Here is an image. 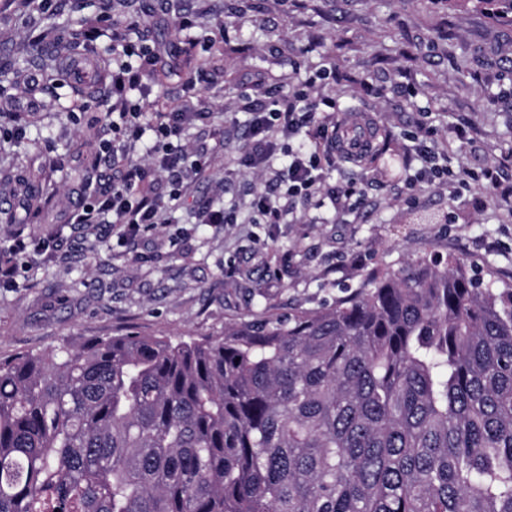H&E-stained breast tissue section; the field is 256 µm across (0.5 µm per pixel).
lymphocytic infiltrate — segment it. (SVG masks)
<instances>
[{
    "label": "lymphocytic infiltrate",
    "mask_w": 512,
    "mask_h": 512,
    "mask_svg": "<svg viewBox=\"0 0 512 512\" xmlns=\"http://www.w3.org/2000/svg\"><path fill=\"white\" fill-rule=\"evenodd\" d=\"M85 42L109 39L112 52V111L122 121V144L110 140L100 143V157L119 172L116 181L90 190L80 207L63 217L64 223L90 227L108 224L113 235L126 240L169 223V210L181 199L189 173L206 170L212 163L208 149L188 150L181 133L186 123L199 120L190 106L168 109L163 102L146 101L143 96L144 71L152 66L155 55L143 41L131 40L119 31L109 10H102L90 26L82 29ZM245 110L251 114L245 133L242 163L254 172L275 170L276 178L268 190L255 193L252 208L262 223L279 224L290 214L296 200H330L336 207L354 208L361 195L353 186L328 187L326 164L342 151V141L334 125L321 120V111H337L335 99L314 101L307 84H289L283 97L271 105L252 103L242 93ZM152 133L151 164H143L135 147L145 133ZM435 133L418 129L409 140L421 169L407 180V189L418 183L432 182L448 169L440 163V154L432 146ZM285 155L284 168L274 169L273 159ZM54 244L44 240L13 237L7 251L9 260H0V288L15 284L19 259L34 253L53 254Z\"/></svg>",
    "instance_id": "obj_1"
}]
</instances>
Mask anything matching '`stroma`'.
<instances>
[{"label":"stroma","mask_w":512,"mask_h":512,"mask_svg":"<svg viewBox=\"0 0 512 512\" xmlns=\"http://www.w3.org/2000/svg\"><path fill=\"white\" fill-rule=\"evenodd\" d=\"M118 27L140 21L158 54L148 81L168 102L192 99L205 112L187 133L190 147L212 150L206 175L190 178L176 214L120 242L108 224L94 233L62 223L81 204L84 178L105 182L99 161L111 138L108 90H88L75 73L107 70L112 43L83 44L75 30L99 0H0V172L41 175L46 201L26 212L19 191L0 179V245L15 235L58 241L55 256L32 257L12 288H0V357L78 347L129 331L174 341L219 335L229 320L260 307L285 313L318 309L356 288L374 268L453 254L512 284V199L490 198L479 180L512 157V24L443 0H109ZM191 16V34L177 22ZM46 35L47 62L30 56ZM39 76L36 91L28 80ZM269 103V89L314 79V98L336 99L343 131L363 118L379 123L376 156L336 161L333 186L356 183L355 209L299 200L283 224L251 221L257 182L239 163L246 79ZM88 101L70 111L73 100ZM471 126L457 139L459 121ZM22 139H8L14 124ZM447 147L450 174L407 200L405 180L420 167L407 134L420 125ZM473 177L459 183L454 171ZM234 205L233 224H201L205 208Z\"/></svg>","instance_id":"35a3bbf8"}]
</instances>
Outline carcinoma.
Returning a JSON list of instances; mask_svg holds the SVG:
<instances>
[{"instance_id": "1", "label": "carcinoma", "mask_w": 512, "mask_h": 512, "mask_svg": "<svg viewBox=\"0 0 512 512\" xmlns=\"http://www.w3.org/2000/svg\"><path fill=\"white\" fill-rule=\"evenodd\" d=\"M488 276L419 257L202 341L1 358L0 512H512V285Z\"/></svg>"}]
</instances>
